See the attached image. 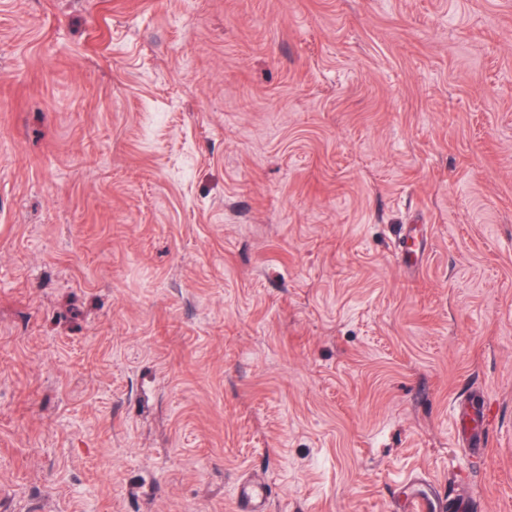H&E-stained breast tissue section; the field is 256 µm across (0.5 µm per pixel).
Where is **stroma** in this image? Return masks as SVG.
Segmentation results:
<instances>
[{
  "label": "stroma",
  "mask_w": 512,
  "mask_h": 512,
  "mask_svg": "<svg viewBox=\"0 0 512 512\" xmlns=\"http://www.w3.org/2000/svg\"><path fill=\"white\" fill-rule=\"evenodd\" d=\"M415 476L512 512V0H0V512ZM456 415L457 421L461 424L466 448L470 449L476 463H481L485 457L487 443L483 433V415L479 406L468 403L463 410L456 411Z\"/></svg>",
  "instance_id": "obj_1"
}]
</instances>
